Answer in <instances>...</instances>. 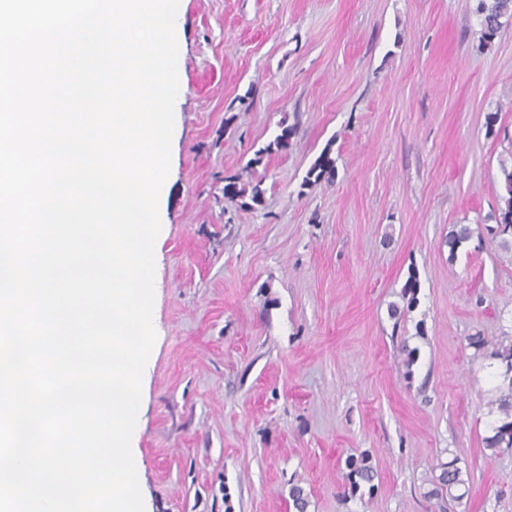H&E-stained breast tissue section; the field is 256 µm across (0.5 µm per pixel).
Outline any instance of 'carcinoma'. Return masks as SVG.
<instances>
[{
  "label": "carcinoma",
  "instance_id": "carcinoma-1",
  "mask_svg": "<svg viewBox=\"0 0 512 512\" xmlns=\"http://www.w3.org/2000/svg\"><path fill=\"white\" fill-rule=\"evenodd\" d=\"M476 13L480 19L483 37L490 40L496 36L501 28L512 22V0H477ZM295 133L292 126H283L266 147L256 151L254 162L261 161L263 154L272 149L285 150ZM504 189L507 194L505 208L494 216L497 224L495 235L501 237V243L508 245L507 235H512V168H501ZM336 178V159L331 157V149H324L309 168L305 177V183L311 184L327 179L333 181ZM224 198L231 202L239 203L242 209H252L263 201V191L260 185L252 188L240 185L238 182L228 179L224 185ZM472 235L471 228L466 224L456 225L448 233L446 244L449 258L453 259L458 250ZM468 345L477 351L492 347L490 357L504 365L505 370L498 375V383L495 386V396L488 402V414L496 416L491 424V435L484 438L485 448L491 453L497 454L502 449L512 448V344L507 346L497 343L489 336H471ZM347 480L357 489L360 483H370L374 480V470L370 460L366 456L351 458L347 461ZM432 488L424 492V496L443 500L450 498L456 501L467 496L463 490L465 480L462 478L461 468L457 466V460L440 464V472L433 477Z\"/></svg>",
  "mask_w": 512,
  "mask_h": 512
}]
</instances>
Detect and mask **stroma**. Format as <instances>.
<instances>
[{
    "mask_svg": "<svg viewBox=\"0 0 512 512\" xmlns=\"http://www.w3.org/2000/svg\"><path fill=\"white\" fill-rule=\"evenodd\" d=\"M476 4L180 0L131 441L145 512H294L296 486L306 512H512V451L483 444L491 359L468 345L512 341V247L491 232L512 24L484 40ZM284 123L288 151L253 164ZM327 147L335 180L305 184ZM236 175L255 210L225 199ZM365 453L377 475L354 491ZM453 459L469 493L440 510L424 493ZM224 185V197L230 202H238L240 200L239 207L242 209H254V206H258L263 201V191L260 185H254L251 188L249 199L251 203L243 200L247 197L248 188L246 185H239L238 182L233 179L225 180ZM347 468V480L354 490L360 487L361 482L371 483L374 480V470L366 456H361L360 459L350 458Z\"/></svg>",
    "mask_w": 512,
    "mask_h": 512,
    "instance_id": "1",
    "label": "stroma"
}]
</instances>
